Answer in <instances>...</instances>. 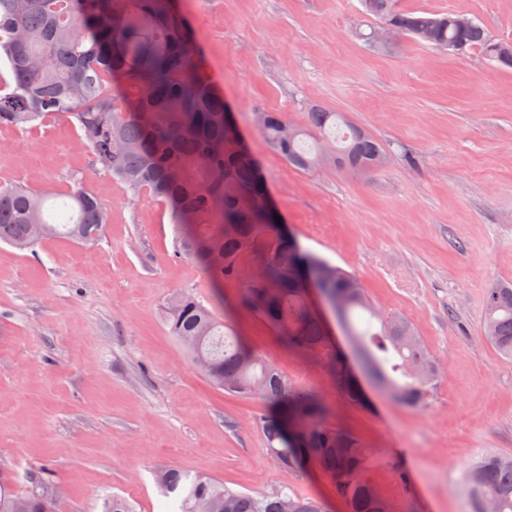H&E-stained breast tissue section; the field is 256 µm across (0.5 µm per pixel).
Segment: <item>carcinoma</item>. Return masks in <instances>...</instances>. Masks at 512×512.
I'll use <instances>...</instances> for the list:
<instances>
[{
	"mask_svg": "<svg viewBox=\"0 0 512 512\" xmlns=\"http://www.w3.org/2000/svg\"><path fill=\"white\" fill-rule=\"evenodd\" d=\"M367 14L397 34L435 49L464 46L512 68V45L478 22L467 29L449 13L404 12L394 0H363ZM0 60L11 90L0 94V125L23 127L53 116L73 119L92 166L123 183L132 197L145 192L169 207L179 229L175 257L203 264L216 282L244 283L239 304L265 321L280 344L303 356L326 350L305 287L316 285L337 316L362 370L395 402L424 407L443 367L404 317L374 307L358 277L303 251L279 231L258 164L242 141L224 100L195 58L187 23L175 0H0ZM267 145L291 166L312 172L323 150L333 166L369 173L388 150L343 113L315 107L305 129L280 112L255 113ZM62 199L67 218L55 220L45 201ZM108 224L105 205L86 187L66 193L0 184V242L20 250L65 237L91 246ZM250 257L253 263L245 265ZM169 333L218 388L278 407L260 414L269 455L287 475L305 461L320 466L349 512H394L367 473L378 461L403 477L400 462L379 457L350 434L328 427L321 396L296 387L274 364L247 346L230 324L190 294L164 304ZM483 335L512 360V282L486 289ZM336 387L356 388L336 354H329ZM156 480L170 512H325L321 500L285 483L261 494L232 490L203 474L164 470ZM470 512H512V456L486 454L466 472ZM0 512H48L44 497L18 493L0 480ZM103 512H134L114 494Z\"/></svg>",
	"mask_w": 512,
	"mask_h": 512,
	"instance_id": "carcinoma-1",
	"label": "carcinoma"
}]
</instances>
